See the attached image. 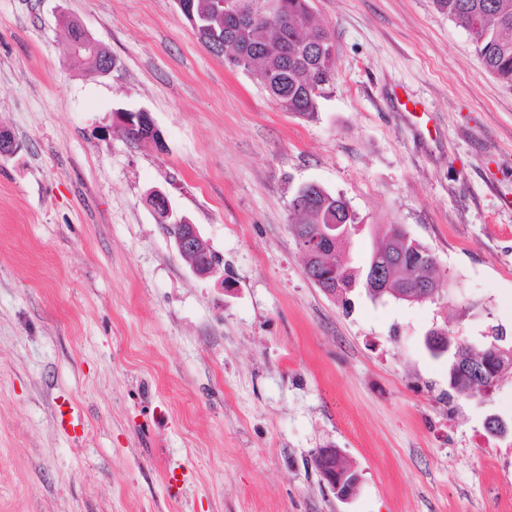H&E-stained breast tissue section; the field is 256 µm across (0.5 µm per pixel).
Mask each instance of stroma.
Here are the masks:
<instances>
[{
  "mask_svg": "<svg viewBox=\"0 0 512 512\" xmlns=\"http://www.w3.org/2000/svg\"><path fill=\"white\" fill-rule=\"evenodd\" d=\"M314 119L199 43L175 0H0V512H512V374L448 388L426 335L512 346V88L433 0H310ZM67 12L117 62L74 68ZM145 109L161 144L112 126ZM316 183L436 257L423 302L326 294L289 203ZM221 264L197 276L146 202ZM341 449L336 498L312 464ZM336 450H338V448L318 449L313 456V462L316 469L320 472L322 481L329 486L338 499L345 501L353 495L360 483L361 477L356 471L355 473L353 472L354 474L349 481L344 482L346 476L350 473L344 475L342 480L336 483V475H343L352 467L345 461L344 456L341 455L339 464L337 465L339 471L336 473Z\"/></svg>",
  "mask_w": 512,
  "mask_h": 512,
  "instance_id": "obj_1",
  "label": "stroma"
}]
</instances>
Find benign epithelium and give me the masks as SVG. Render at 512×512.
<instances>
[{"mask_svg":"<svg viewBox=\"0 0 512 512\" xmlns=\"http://www.w3.org/2000/svg\"><path fill=\"white\" fill-rule=\"evenodd\" d=\"M61 27L69 34L70 56L75 61L92 64L97 73L103 76L112 73L116 63L113 62L112 53L85 29L75 18L62 14L58 18ZM114 127L126 133L134 141H148L159 143L161 134L155 125L151 113L141 109L138 111L115 112L112 116ZM20 149V143L11 131L0 128V158H10ZM146 201L154 210L159 223L171 230V237L179 256L190 266L191 270L200 277L208 276L221 259L210 252L204 245L197 225L185 216L178 215L171 202L161 189L153 188L147 192ZM361 230L359 224H322L318 233L306 235L299 241V248L303 255L310 259L326 245L336 241H348ZM436 288L426 281H418L408 288L396 293L402 300L425 301L435 295ZM313 462L320 472L322 481L342 501L349 499L360 483V474L354 473L347 482L336 480V449L320 448L314 456Z\"/></svg>","mask_w":512,"mask_h":512,"instance_id":"obj_1","label":"benign epithelium"}]
</instances>
